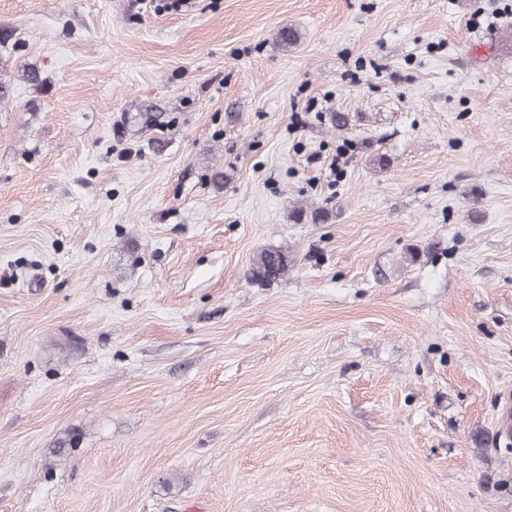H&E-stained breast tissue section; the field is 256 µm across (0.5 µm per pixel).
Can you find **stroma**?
<instances>
[{"mask_svg":"<svg viewBox=\"0 0 512 512\" xmlns=\"http://www.w3.org/2000/svg\"><path fill=\"white\" fill-rule=\"evenodd\" d=\"M163 2L0 0V512H512V0ZM292 263L288 253L279 248L263 249L252 260L249 275L257 283L270 282L287 273Z\"/></svg>","mask_w":512,"mask_h":512,"instance_id":"stroma-1","label":"stroma"}]
</instances>
